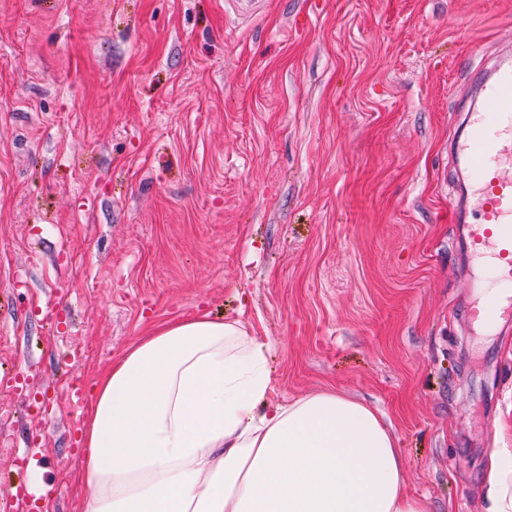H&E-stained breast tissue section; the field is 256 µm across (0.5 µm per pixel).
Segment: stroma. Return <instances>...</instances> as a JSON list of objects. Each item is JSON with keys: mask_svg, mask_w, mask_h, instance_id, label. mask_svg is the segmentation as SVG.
<instances>
[{"mask_svg": "<svg viewBox=\"0 0 512 512\" xmlns=\"http://www.w3.org/2000/svg\"><path fill=\"white\" fill-rule=\"evenodd\" d=\"M507 56L512 0H0V512H79L72 377L198 314L266 345L268 403L363 401L410 495L488 512L512 320L464 316L496 281L448 143Z\"/></svg>", "mask_w": 512, "mask_h": 512, "instance_id": "35a3bbf8", "label": "stroma"}]
</instances>
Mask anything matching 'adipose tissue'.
Masks as SVG:
<instances>
[{"label":"adipose tissue","instance_id":"obj_1","mask_svg":"<svg viewBox=\"0 0 512 512\" xmlns=\"http://www.w3.org/2000/svg\"><path fill=\"white\" fill-rule=\"evenodd\" d=\"M265 350L200 315L113 365L82 424L83 512H430L369 406L319 392L260 411Z\"/></svg>","mask_w":512,"mask_h":512}]
</instances>
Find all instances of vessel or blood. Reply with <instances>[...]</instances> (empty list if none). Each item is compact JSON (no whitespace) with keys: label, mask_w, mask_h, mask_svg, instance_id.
Wrapping results in <instances>:
<instances>
[{"label":"vessel or blood","mask_w":512,"mask_h":512,"mask_svg":"<svg viewBox=\"0 0 512 512\" xmlns=\"http://www.w3.org/2000/svg\"><path fill=\"white\" fill-rule=\"evenodd\" d=\"M482 97L483 108L466 114L465 134L453 143L457 162L477 176L450 219L465 230L459 249L475 263L490 258L497 279L512 282V63L494 66Z\"/></svg>","instance_id":"obj_1"}]
</instances>
